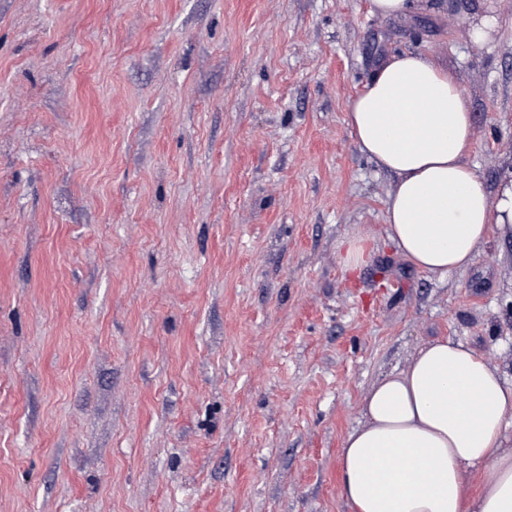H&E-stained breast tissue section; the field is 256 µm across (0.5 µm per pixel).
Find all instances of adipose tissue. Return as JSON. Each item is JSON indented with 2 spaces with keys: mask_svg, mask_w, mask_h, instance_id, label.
<instances>
[{
  "mask_svg": "<svg viewBox=\"0 0 512 512\" xmlns=\"http://www.w3.org/2000/svg\"><path fill=\"white\" fill-rule=\"evenodd\" d=\"M347 123L359 151L395 177L389 237L418 270L467 268L493 225L512 224V180L490 192L468 164V101L428 55L382 63L350 103ZM363 415L338 458L350 512H512V448L503 434L512 384L467 344L421 346L406 369L372 385Z\"/></svg>",
  "mask_w": 512,
  "mask_h": 512,
  "instance_id": "adipose-tissue-1",
  "label": "adipose tissue"
}]
</instances>
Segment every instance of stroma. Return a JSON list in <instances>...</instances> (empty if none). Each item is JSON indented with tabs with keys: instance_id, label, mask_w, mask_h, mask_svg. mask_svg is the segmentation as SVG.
Masks as SVG:
<instances>
[{
	"instance_id": "35a3bbf8",
	"label": "stroma",
	"mask_w": 512,
	"mask_h": 512,
	"mask_svg": "<svg viewBox=\"0 0 512 512\" xmlns=\"http://www.w3.org/2000/svg\"><path fill=\"white\" fill-rule=\"evenodd\" d=\"M408 50L455 71L496 189L512 0H0V512H349L377 378L448 338L512 383V224L416 269L346 124ZM496 18L489 14L474 17L468 27V37L474 44L486 43L496 29Z\"/></svg>"
}]
</instances>
